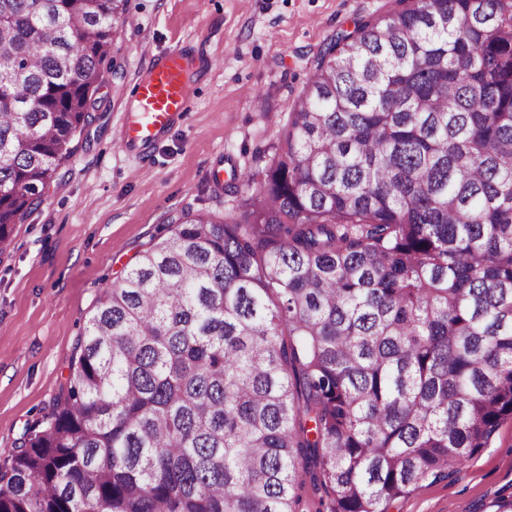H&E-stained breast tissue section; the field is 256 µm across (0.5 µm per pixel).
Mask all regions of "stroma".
<instances>
[{
	"instance_id": "35a3bbf8",
	"label": "stroma",
	"mask_w": 512,
	"mask_h": 512,
	"mask_svg": "<svg viewBox=\"0 0 512 512\" xmlns=\"http://www.w3.org/2000/svg\"><path fill=\"white\" fill-rule=\"evenodd\" d=\"M396 0H127L135 25L112 37L90 122L41 203L0 248V466L69 375L85 319L167 224L183 214L239 217L236 170L264 167L316 53L352 20ZM221 61L191 80V108L145 151L118 147L132 89L185 44ZM222 170V181L211 173ZM512 499V419L490 448L426 481L390 512H499Z\"/></svg>"
}]
</instances>
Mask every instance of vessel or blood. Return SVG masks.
Returning <instances> with one entry per match:
<instances>
[{
    "label": "vessel or blood",
    "mask_w": 512,
    "mask_h": 512,
    "mask_svg": "<svg viewBox=\"0 0 512 512\" xmlns=\"http://www.w3.org/2000/svg\"><path fill=\"white\" fill-rule=\"evenodd\" d=\"M187 60V48L176 49L146 76L136 80L133 94L138 103L137 116L118 134L123 150L148 149L188 111Z\"/></svg>",
    "instance_id": "b4317fda"
}]
</instances>
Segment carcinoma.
I'll list each match as a JSON object with an SVG mask.
<instances>
[{
  "instance_id": "obj_1",
  "label": "carcinoma",
  "mask_w": 512,
  "mask_h": 512,
  "mask_svg": "<svg viewBox=\"0 0 512 512\" xmlns=\"http://www.w3.org/2000/svg\"><path fill=\"white\" fill-rule=\"evenodd\" d=\"M127 0H0V245ZM310 71L241 216L102 288L0 512H388L512 418V0H399Z\"/></svg>"
}]
</instances>
